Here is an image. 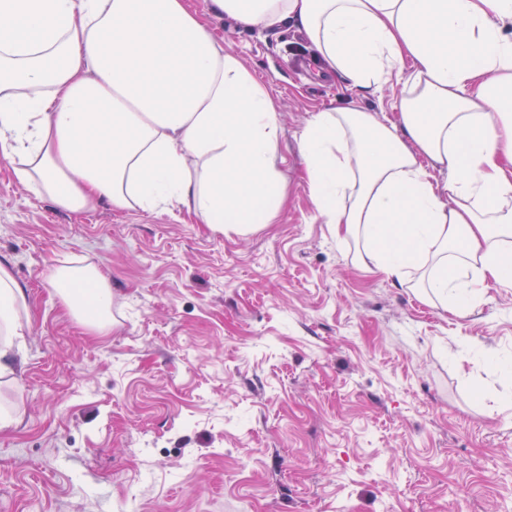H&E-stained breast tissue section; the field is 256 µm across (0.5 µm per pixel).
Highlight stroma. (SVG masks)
<instances>
[{"instance_id": "35a3bbf8", "label": "stroma", "mask_w": 512, "mask_h": 512, "mask_svg": "<svg viewBox=\"0 0 512 512\" xmlns=\"http://www.w3.org/2000/svg\"><path fill=\"white\" fill-rule=\"evenodd\" d=\"M190 4L275 102L287 202L246 235L185 211L75 215L0 156V257L27 294L0 512H512V376L480 356L512 361V287L460 316L365 271L303 178L313 113L391 116L398 87L347 90L288 24ZM86 265L112 286L103 331L47 279Z\"/></svg>"}]
</instances>
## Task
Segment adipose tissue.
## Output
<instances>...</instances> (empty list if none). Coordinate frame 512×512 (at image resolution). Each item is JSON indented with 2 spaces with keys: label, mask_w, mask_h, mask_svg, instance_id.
<instances>
[{
  "label": "adipose tissue",
  "mask_w": 512,
  "mask_h": 512,
  "mask_svg": "<svg viewBox=\"0 0 512 512\" xmlns=\"http://www.w3.org/2000/svg\"><path fill=\"white\" fill-rule=\"evenodd\" d=\"M247 26L288 23L360 92L400 85L396 121L347 106L300 137L310 198L369 269L418 275L471 314L512 287V0H208ZM276 106L188 0H0V155L58 208L188 210L247 234L284 203ZM448 173L435 179L434 170ZM93 282L94 310L71 284ZM57 295L111 326L95 268H52ZM26 291L0 259V377H12Z\"/></svg>",
  "instance_id": "ef3b65f1"
}]
</instances>
